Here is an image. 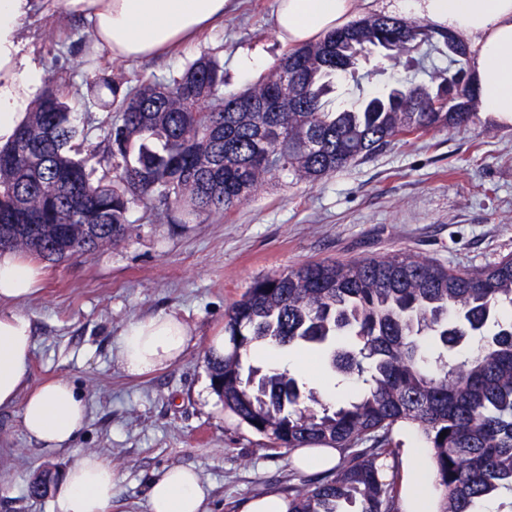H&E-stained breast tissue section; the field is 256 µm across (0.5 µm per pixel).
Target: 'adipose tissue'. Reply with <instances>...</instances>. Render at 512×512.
I'll list each match as a JSON object with an SVG mask.
<instances>
[{
	"mask_svg": "<svg viewBox=\"0 0 512 512\" xmlns=\"http://www.w3.org/2000/svg\"><path fill=\"white\" fill-rule=\"evenodd\" d=\"M355 0H277L274 32L289 47L314 43L343 25ZM409 7L473 42L477 100L482 112L512 123V0H407ZM227 0H0V144L26 117L25 104L42 84L40 66L21 53L19 31L34 12L83 19L91 43L117 60L160 56L191 44L224 17ZM41 267L13 250L0 251V409L22 404L30 441L69 448L88 415L83 394L55 378L31 385L34 329L16 304L35 296ZM193 331L174 311L129 321L115 347L122 371L151 375L177 363ZM116 477L94 454L79 455L53 487V512H109ZM149 512H209L198 473L172 467L148 485Z\"/></svg>",
	"mask_w": 512,
	"mask_h": 512,
	"instance_id": "ef3b65f1",
	"label": "adipose tissue"
}]
</instances>
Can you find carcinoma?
Segmentation results:
<instances>
[{
  "mask_svg": "<svg viewBox=\"0 0 512 512\" xmlns=\"http://www.w3.org/2000/svg\"><path fill=\"white\" fill-rule=\"evenodd\" d=\"M349 36L369 51L428 47L448 67L400 84L391 101L324 110L334 92L327 47ZM465 44L443 28L374 15L293 48L268 73L224 93V64L202 55L165 81L113 96L112 153L100 178L77 158L67 101L47 85L13 139L0 147V250L42 260L78 257L127 239L130 208L204 223L269 182L315 183L403 133L461 126L472 115ZM319 348L359 391L326 401L254 349ZM213 390L239 424L275 449L335 448L336 466L288 487L287 512H398L395 430L415 428L439 496L429 512H512V256L474 271L406 253L353 263L316 262L258 279L227 311L224 352L206 356ZM446 436H440L442 431Z\"/></svg>",
  "mask_w": 512,
  "mask_h": 512,
  "instance_id": "1",
  "label": "carcinoma"
}]
</instances>
